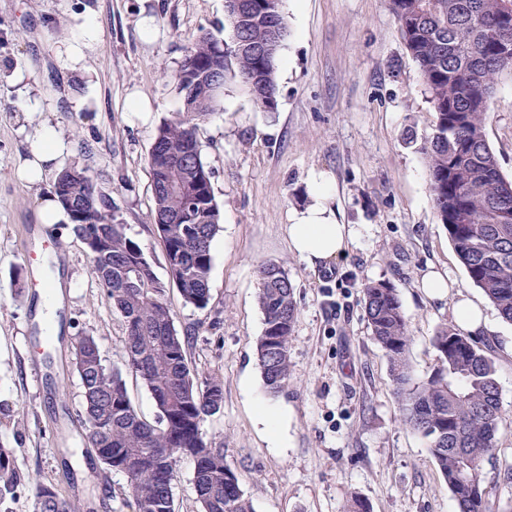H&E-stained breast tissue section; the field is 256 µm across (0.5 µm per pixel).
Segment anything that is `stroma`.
Listing matches in <instances>:
<instances>
[{"instance_id": "obj_1", "label": "stroma", "mask_w": 512, "mask_h": 512, "mask_svg": "<svg viewBox=\"0 0 512 512\" xmlns=\"http://www.w3.org/2000/svg\"><path fill=\"white\" fill-rule=\"evenodd\" d=\"M289 35L279 54L277 109L258 108L234 80L219 111L198 125L202 159L221 211L213 246L211 299L203 310L167 292L175 324L191 334L188 359L200 376L224 383L221 410L202 431L236 472L255 512H456L428 439L401 421L385 351L371 336L362 288L397 289L412 342L416 380L437 364L432 338L455 320L460 297L478 303L491 328L482 339L497 366L506 422L497 452L482 464L492 512H512V324L502 320L460 263L434 209L426 162L408 133H429L433 112L389 0H283ZM92 16L98 45L81 70L62 68L55 48L74 35L76 16ZM152 18L145 38L140 22ZM225 0H0V441L21 471L39 474L84 512H133L126 477L105 469L81 433V396L72 342L95 336L111 365H125V325L90 270L89 255L65 225L38 220L40 188L17 176L39 122L70 142L60 167L88 166L126 234L166 278L163 247L150 221L148 152L161 123L181 112L169 73L200 29L225 38ZM94 96L75 108L86 82ZM40 100L33 120L17 110L21 87ZM138 90L154 106L148 123L125 103ZM486 137L512 179V77L502 76ZM334 182L339 223L355 235L343 256L312 269L292 250V210L309 201L312 173ZM273 261L289 275L299 307L290 341V379L269 396L257 364L263 330L255 270ZM446 272L448 295L421 286L430 269ZM63 296L58 333L45 341L36 319L42 281ZM288 409L285 447H272L255 399ZM78 462L67 475L62 462Z\"/></svg>"}]
</instances>
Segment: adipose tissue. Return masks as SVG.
I'll use <instances>...</instances> for the list:
<instances>
[{
	"mask_svg": "<svg viewBox=\"0 0 512 512\" xmlns=\"http://www.w3.org/2000/svg\"><path fill=\"white\" fill-rule=\"evenodd\" d=\"M75 36L60 43L57 52L66 67H84L88 55L94 51L98 35L90 16L75 21ZM68 141L53 127L43 124L29 141V157L17 168L20 178L32 184L40 183L45 174L68 154ZM333 194L331 182L323 175H314L311 181V203L293 211L289 217L288 236L295 253L309 268H317L342 256L347 242L353 236L351 227L337 223L336 212L328 200Z\"/></svg>",
	"mask_w": 512,
	"mask_h": 512,
	"instance_id": "obj_1",
	"label": "adipose tissue"
}]
</instances>
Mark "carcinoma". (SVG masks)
Here are the masks:
<instances>
[{
	"label": "carcinoma",
	"instance_id": "carcinoma-1",
	"mask_svg": "<svg viewBox=\"0 0 512 512\" xmlns=\"http://www.w3.org/2000/svg\"><path fill=\"white\" fill-rule=\"evenodd\" d=\"M265 3L246 0L251 17L242 32L237 13L226 5L230 41L201 32L169 74L183 95V111L158 127L148 154L151 223L164 246L168 280L157 277L142 248L126 235L89 168L74 163L54 184L66 209L78 201L86 206V223L67 228L82 243L101 241L99 254L90 257L91 271L123 318L126 365L157 409L153 426L134 407L121 371L107 361L96 337H75L72 366L81 388L84 439L106 469L125 475L134 512H175L172 485L182 457L194 461L200 512H254L224 449L212 447L201 430L221 410L223 382L201 379L190 366L189 336L177 329L166 294L175 288L184 304L200 310L210 301L212 243L221 215L197 126L217 110L224 84L206 85L208 71L238 80L262 110L277 107L278 57L289 31L282 3L271 13ZM390 6L434 114L419 150L437 217L470 281L512 323V180L502 174L486 139L491 95L501 76L512 74V27H503L504 17H512V0H390ZM242 39L251 51L241 50ZM161 152L182 158V164L157 165ZM197 178L202 188L194 203L168 191L171 184ZM176 214L186 220L170 223ZM256 276L263 316L257 362L267 392L276 395L288 385L299 311L293 283L278 264L261 263ZM363 301L371 335L390 363L403 424L429 440L457 512H490L481 466L495 454L503 422L491 349L480 337L445 325L432 338L437 368L418 382L407 357L411 336L396 288L367 283ZM23 485L34 492V512H72L53 485L21 472L14 449L0 443V502Z\"/></svg>",
	"mask_w": 512,
	"mask_h": 512
}]
</instances>
